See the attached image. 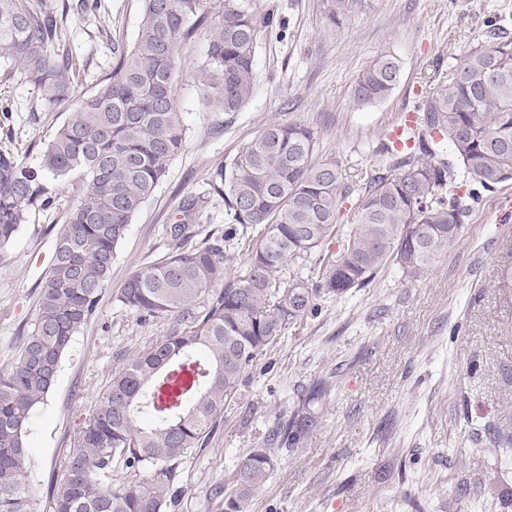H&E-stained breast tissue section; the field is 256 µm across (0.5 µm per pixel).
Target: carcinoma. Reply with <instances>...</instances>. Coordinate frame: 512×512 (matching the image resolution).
Returning a JSON list of instances; mask_svg holds the SVG:
<instances>
[{
	"label": "carcinoma",
	"mask_w": 512,
	"mask_h": 512,
	"mask_svg": "<svg viewBox=\"0 0 512 512\" xmlns=\"http://www.w3.org/2000/svg\"><path fill=\"white\" fill-rule=\"evenodd\" d=\"M367 7L368 0H330L328 27ZM57 12L55 0H0V82L19 77L43 106L71 108L35 164L0 152V250L31 210L72 187L34 320L17 360L0 371V512H37L27 443L35 411L112 287V261L130 224L185 147L176 100L181 46L205 40L200 93L225 113L239 112L253 96L258 38L284 25L254 0H142L134 42L113 48L112 71L86 95ZM399 82L397 61L381 55L353 83V102H381ZM417 111L410 144L399 149L384 134L373 173L356 188L338 159L315 158L312 128L271 121L217 174L224 235L184 249L202 231L205 198L184 201L182 218L166 227L175 250L114 294L141 318L173 316L178 326L112 375L69 449L52 512H167L178 461L206 443L242 376L317 297L364 288L391 262L423 276L484 194L512 184V38L489 33ZM351 197L353 223L345 226L340 207ZM254 230L260 239L245 264L230 268L228 251ZM332 239L338 251L319 255L316 281L295 269ZM331 390L329 379H318L278 424L285 449L316 431L315 407ZM274 454L254 448L240 458L224 512H250ZM125 470L147 476L114 477Z\"/></svg>",
	"instance_id": "carcinoma-1"
}]
</instances>
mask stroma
Masks as SVG:
<instances>
[{"label": "stroma", "instance_id": "35a3bbf8", "mask_svg": "<svg viewBox=\"0 0 512 512\" xmlns=\"http://www.w3.org/2000/svg\"><path fill=\"white\" fill-rule=\"evenodd\" d=\"M63 43L79 64L78 88L92 91L112 69V47L138 33L141 0H65ZM286 22L261 35L255 91L230 114L200 97L206 43L182 46L178 103L184 151L130 224L112 264L113 289L173 249L161 232L184 200L206 198V230L224 228L217 173L270 121L300 122L317 135V158L341 161L352 185L365 182L378 136L401 123L490 30L512 36V0H371L339 26L325 25V0H255ZM393 56L400 82L384 101L358 106L352 84L377 56ZM68 115L42 106L22 80L0 86V150L32 164ZM66 199L32 210L0 250V370L17 359L63 225ZM512 184L486 194L459 238L422 278L388 265L366 288L325 296L245 373L208 444L176 471L168 512H224L219 490L239 458L269 445L314 381L331 377L317 431L274 468L251 512H512ZM172 320H143L104 293L75 336L57 382L36 411L28 445L38 512L66 454L112 374L167 334Z\"/></svg>", "mask_w": 512, "mask_h": 512}]
</instances>
